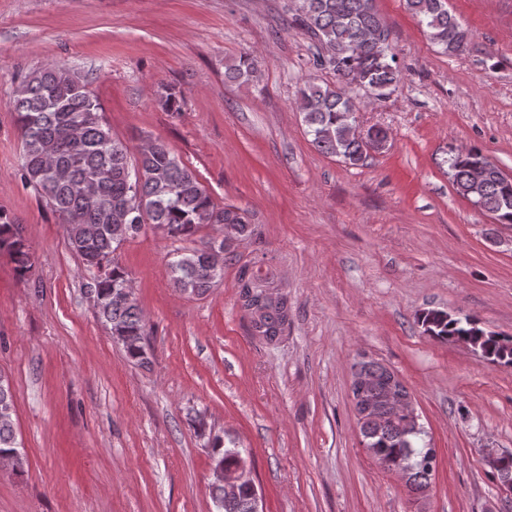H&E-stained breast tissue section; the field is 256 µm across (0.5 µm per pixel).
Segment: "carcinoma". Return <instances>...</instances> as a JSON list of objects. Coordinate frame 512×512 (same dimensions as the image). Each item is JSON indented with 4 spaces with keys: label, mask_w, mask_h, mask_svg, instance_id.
Wrapping results in <instances>:
<instances>
[{
    "label": "carcinoma",
    "mask_w": 512,
    "mask_h": 512,
    "mask_svg": "<svg viewBox=\"0 0 512 512\" xmlns=\"http://www.w3.org/2000/svg\"><path fill=\"white\" fill-rule=\"evenodd\" d=\"M407 8L427 29L431 41L444 51H462L470 32L445 6V0H406ZM300 27L317 43L313 66L329 69L336 85L307 82L300 88L297 108L315 148L326 155L357 165L368 158L369 139L383 130L370 129L368 138L352 134L356 104L349 95L359 85L383 98L402 80V71L391 52L390 30L374 8V0H298ZM258 61L242 52L224 66V77L236 82L258 77ZM86 76L70 67L34 70L20 82L10 107L17 115L22 136V177L66 226L72 250L88 268L95 269L89 292L100 306L97 317L110 326L129 359L144 362V316L137 300L126 302L117 292L128 287L126 272L114 260V252L136 236L143 225L153 224L168 236L194 235L204 224L233 225L232 239L248 232L245 214L235 207L216 205L197 175L159 141L141 148L131 159L126 144L112 137L102 121L100 106L87 89ZM456 192L489 213L500 224H512V178L472 148L448 158ZM14 222L0 210V248H8L16 271L25 276L32 269L31 255L13 231ZM230 243L210 239L179 255L171 263L172 280L179 291L207 294L224 278L223 269L206 263L209 250H224ZM262 290L242 287L244 305L250 309L255 331L277 336L288 321L283 298L259 305L250 293ZM419 322L430 336L471 345L491 364L512 365V336L480 327L466 315L453 317L442 310H427ZM377 376L366 398L372 414L359 419L367 451L385 469L402 473L412 491L424 492L433 474L434 450L419 446L424 433L419 422L397 417L387 406L391 394L388 369L376 361L359 363ZM211 458L224 469L247 464L237 448L224 447L215 436L209 443ZM18 451L12 415L0 416V454ZM212 501L220 512H252L254 491L242 487L238 495L224 498V486L211 485Z\"/></svg>",
    "instance_id": "obj_1"
}]
</instances>
